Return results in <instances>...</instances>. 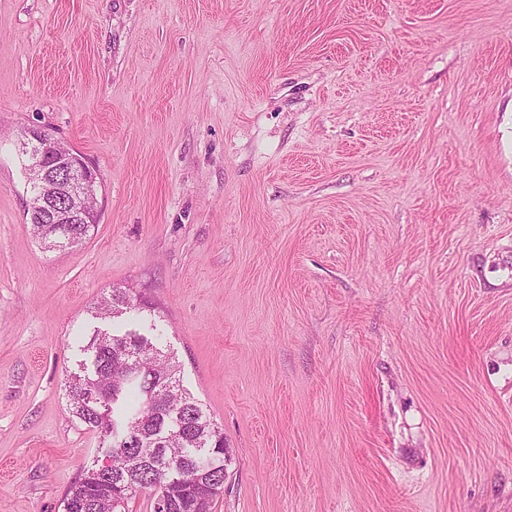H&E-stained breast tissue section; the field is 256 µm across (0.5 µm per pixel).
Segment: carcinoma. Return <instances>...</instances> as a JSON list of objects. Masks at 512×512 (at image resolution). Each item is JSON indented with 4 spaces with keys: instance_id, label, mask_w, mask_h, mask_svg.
<instances>
[{
    "instance_id": "obj_1",
    "label": "carcinoma",
    "mask_w": 512,
    "mask_h": 512,
    "mask_svg": "<svg viewBox=\"0 0 512 512\" xmlns=\"http://www.w3.org/2000/svg\"><path fill=\"white\" fill-rule=\"evenodd\" d=\"M40 243L54 249L81 242L89 224H38ZM117 288L98 307L104 319L145 309ZM82 373L66 385L73 415L92 430L107 464L83 469L63 501V512H126L139 493L164 491L172 512H212L214 498L191 477L199 470L207 483L224 485V432L190 393L180 388L179 365L132 330L94 333L83 346Z\"/></svg>"
}]
</instances>
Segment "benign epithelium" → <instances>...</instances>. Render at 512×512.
<instances>
[{"label":"benign epithelium","instance_id":"1","mask_svg":"<svg viewBox=\"0 0 512 512\" xmlns=\"http://www.w3.org/2000/svg\"><path fill=\"white\" fill-rule=\"evenodd\" d=\"M38 147V158L26 170L27 184H36L46 197L36 209L45 224H74L79 214L59 206L58 199L77 195L96 196L97 174L78 154L60 151L57 141L43 128L24 132L22 146Z\"/></svg>","mask_w":512,"mask_h":512}]
</instances>
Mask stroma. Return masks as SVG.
<instances>
[{
  "label": "stroma",
  "instance_id": "obj_1",
  "mask_svg": "<svg viewBox=\"0 0 512 512\" xmlns=\"http://www.w3.org/2000/svg\"><path fill=\"white\" fill-rule=\"evenodd\" d=\"M32 127L97 173L78 245ZM116 288L224 429L213 512H512V0H0V512L97 456ZM22 140L23 148L31 145L38 147V158L31 164L25 174L27 184H36L43 193L40 207L36 209L35 217L44 224H37L32 213L39 201L41 192L36 187H30L29 219L34 235L44 248L55 249L62 247L65 236L62 228L70 237L66 245H74L81 242L93 224H76L82 215L62 208L58 200L64 197L89 195L96 198L97 174L85 160L72 151L61 152L57 141L43 128H32L24 132ZM53 163L46 165L47 161ZM146 308H148V306L141 303V301H139L138 304L134 303V300L126 291H121L116 288L112 290V295L97 307V310L101 318L107 319L112 317L113 320L127 313V310Z\"/></svg>",
  "mask_w": 512,
  "mask_h": 512
}]
</instances>
